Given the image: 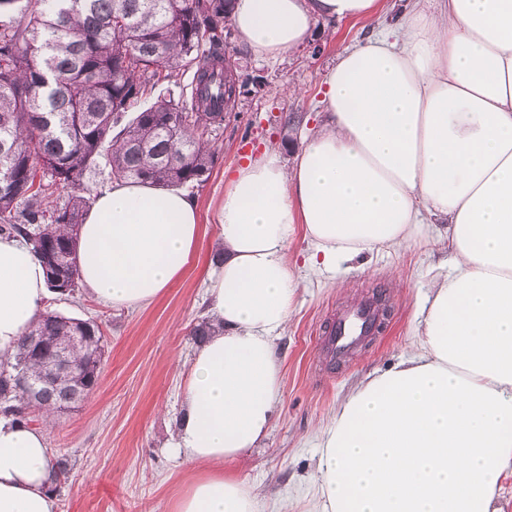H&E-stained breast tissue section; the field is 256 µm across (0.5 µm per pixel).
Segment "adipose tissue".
<instances>
[{
    "label": "adipose tissue",
    "mask_w": 512,
    "mask_h": 512,
    "mask_svg": "<svg viewBox=\"0 0 512 512\" xmlns=\"http://www.w3.org/2000/svg\"><path fill=\"white\" fill-rule=\"evenodd\" d=\"M380 0H235L256 57L293 52L315 18H377ZM325 117L293 162L266 150L230 172L217 209L223 262L206 268L212 333L185 368L171 443L190 466L173 512H264L243 465L281 402L277 341L299 281L415 241L439 260L417 350L370 376L320 430V512H499L512 475V0H411L337 51ZM196 203L115 183L79 228L86 293L150 304L199 262ZM51 297L31 246L0 236V360ZM46 430L0 416V512H56Z\"/></svg>",
    "instance_id": "1"
}]
</instances>
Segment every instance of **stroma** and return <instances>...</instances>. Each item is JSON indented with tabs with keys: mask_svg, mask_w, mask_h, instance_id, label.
I'll use <instances>...</instances> for the list:
<instances>
[{
	"mask_svg": "<svg viewBox=\"0 0 512 512\" xmlns=\"http://www.w3.org/2000/svg\"><path fill=\"white\" fill-rule=\"evenodd\" d=\"M375 26L372 20L319 18L305 46L274 59L256 58L236 42L226 46L227 56L260 87L240 96L223 125L209 131L215 149L209 178L187 190L202 226V264L144 307L116 309L81 290L52 297L51 310L97 321L106 338L99 388L48 428L51 460L68 464L54 493L57 512H171L185 491L188 467L169 443L183 412V364L198 346L190 331L208 317L204 263L217 241L224 174L272 148L292 160L303 136L322 122L321 88L337 48L356 44ZM434 262L417 242L341 263L335 273L301 284L277 341L283 390L271 430L245 467H224L260 498L265 512H317L318 430L369 374L414 351ZM376 293L388 305L376 336L352 355L331 358V325Z\"/></svg>",
	"mask_w": 512,
	"mask_h": 512,
	"instance_id": "35a3bbf8",
	"label": "stroma"
}]
</instances>
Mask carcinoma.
<instances>
[{
    "label": "carcinoma",
    "mask_w": 512,
    "mask_h": 512,
    "mask_svg": "<svg viewBox=\"0 0 512 512\" xmlns=\"http://www.w3.org/2000/svg\"><path fill=\"white\" fill-rule=\"evenodd\" d=\"M233 0H0V235H35L48 288H79L78 230L88 212L86 178L106 157L115 182L174 189L207 181L214 153L203 139L248 91L249 79L223 56ZM196 66L190 94L160 91ZM151 106L127 113L147 92ZM67 201H45L60 189ZM105 335L95 322L45 311L0 364V403L30 423L93 393ZM70 346V376L40 379Z\"/></svg>",
    "instance_id": "obj_1"
}]
</instances>
